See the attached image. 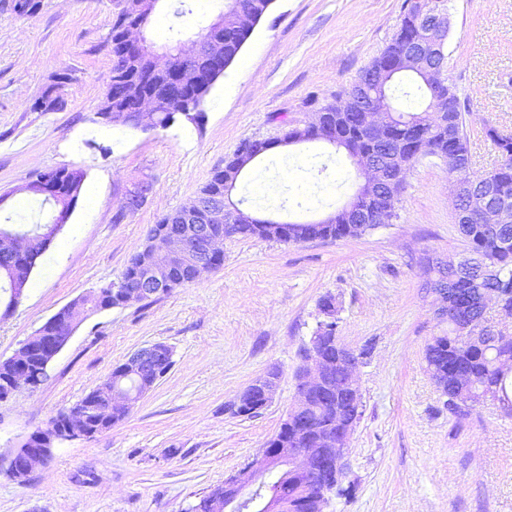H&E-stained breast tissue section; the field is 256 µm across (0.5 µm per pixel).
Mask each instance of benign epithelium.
<instances>
[{"label": "benign epithelium", "mask_w": 512, "mask_h": 512, "mask_svg": "<svg viewBox=\"0 0 512 512\" xmlns=\"http://www.w3.org/2000/svg\"><path fill=\"white\" fill-rule=\"evenodd\" d=\"M417 24L424 39L440 49L448 42L450 15L446 8L430 9L420 0L415 2ZM124 41L130 52L135 53L143 44V30L139 26L125 25L122 28ZM209 37L198 38L190 45L179 46V69L171 68L170 57L149 51L145 57L147 69L154 75L171 73L180 87L211 85L212 76L224 69V15L220 14L208 27ZM396 39L402 47L404 66L417 73L428 89L429 104L425 109L429 121L435 125L445 123L448 113L453 111L448 89V71L432 65L431 58L420 51V40L397 31ZM363 88V80L352 84L335 103L338 112H350ZM172 96L170 80L160 81L151 95L142 99L131 120L138 127L154 128L152 112L155 105ZM389 109L383 100L372 96L361 116V128L374 140L379 148H387ZM296 139L279 138L273 142L255 140L249 149L235 157L238 170H243L270 145L290 146ZM348 155L363 178L350 201L329 216L317 220L319 224H387L394 214L393 203L403 179L402 171L391 162L375 160L366 153L348 151ZM448 180L453 186L452 206L458 224L481 223L511 224L512 204L499 198L496 187L491 183L477 185L470 177L471 160L467 153L448 157ZM26 190L44 197V202L55 206L49 224L59 230L70 218L71 209L60 204L54 194L53 183L48 178L36 179L26 186ZM151 193L149 182L143 181L130 191L125 200V208L135 210ZM231 221L238 224H263L266 229L278 230L284 234L283 223L274 219H258L243 210L227 208L225 200L218 195H199L191 203L171 211L166 215L167 228L153 235L148 241V262L139 275L138 286L125 292L131 301L144 294L155 296L164 291L168 273L186 266L191 274V282H197L203 274L214 270L213 260L224 254L222 224ZM47 233L21 234L0 233V257L14 258L24 253L42 252L51 242ZM482 316L480 328L491 335L506 336V332L492 325L488 312L496 309L512 315L506 297L500 290L487 292L481 298ZM66 321L61 323L53 316L48 319L31 337L39 341V351H34L29 342L9 358V363L17 370L16 379L26 381V385L36 388L47 377L48 368L56 356L72 337L82 312L78 302L64 307ZM38 357L37 369L41 378L33 383L28 380V367L33 357ZM172 360V350L163 343L143 347L125 360L127 375L135 380L150 374L158 367ZM329 362L317 353H312L306 370L298 375L296 403L293 413L306 412L308 397L318 392L324 385ZM147 392V389L128 390L112 383L93 391V398L79 401L69 409L62 426L51 431L49 441L37 444L33 436H28L13 449L7 458V474L19 483L28 480L30 474L44 465L52 457L55 445L79 437H90V421L99 419L112 421V416L128 412ZM360 401L354 403V418L336 423V432L328 433L318 440L322 448L331 449L326 454L314 448L301 446L298 440L283 436L273 448L263 451L258 466H248L224 481V496L210 503L212 512H288V504L282 501L272 483L266 481L268 475H278L288 469L303 476H318L317 484L306 483L307 493L316 496L318 508L328 502V493L336 487V473L347 465V455L351 434L359 415Z\"/></svg>", "instance_id": "7a95c632"}]
</instances>
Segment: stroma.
Returning a JSON list of instances; mask_svg holds the SVG:
<instances>
[{"mask_svg":"<svg viewBox=\"0 0 512 512\" xmlns=\"http://www.w3.org/2000/svg\"><path fill=\"white\" fill-rule=\"evenodd\" d=\"M404 0H274L208 94L200 125L143 132L99 122L110 79L113 0H43L35 16L0 12V216L31 202L25 185L59 167L85 172L94 202L79 199L40 257L15 307L0 301V360L61 308L117 281L152 224L190 203L252 140L304 126L350 87L389 44ZM188 13L174 17L179 6ZM448 76L470 111L474 170L501 156L484 123L512 133V0H451ZM224 0H160L146 32L156 45L189 42ZM66 107L35 112L60 71ZM96 148H89V141ZM147 181L137 210L128 193ZM360 177L325 142L256 158L231 193L258 217L312 221L346 204ZM467 244L451 204L447 159L411 167L391 223L361 235L284 243L229 238L224 264L151 302L87 312L36 389L0 401V459L96 390L131 353L173 351L170 371L129 414L93 438L58 444L27 483L0 473V512H187L259 460L295 404L300 353L336 301V334L366 350L355 380L362 416L347 456V491L324 512H512V415L487 400L451 414L424 359L446 334L427 287L429 260L458 261ZM271 402L239 416L240 394L269 371Z\"/></svg>","mask_w":512,"mask_h":512,"instance_id":"obj_1","label":"stroma"}]
</instances>
